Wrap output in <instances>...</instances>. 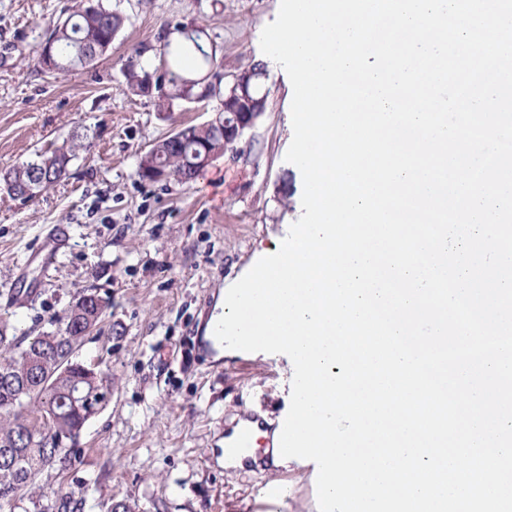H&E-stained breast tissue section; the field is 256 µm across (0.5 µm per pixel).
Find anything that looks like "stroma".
Wrapping results in <instances>:
<instances>
[{
  "instance_id": "obj_1",
  "label": "stroma",
  "mask_w": 512,
  "mask_h": 512,
  "mask_svg": "<svg viewBox=\"0 0 512 512\" xmlns=\"http://www.w3.org/2000/svg\"><path fill=\"white\" fill-rule=\"evenodd\" d=\"M130 22L94 64L50 75L34 49L71 0H0V170L87 128L72 176L21 203L0 191V318L18 330L63 318L97 284L111 298V334L87 342L82 362L112 374V396L84 426L70 470L48 478L84 496V512H319L313 465L274 467L266 437L256 462L224 466V440L242 416L283 424L294 368L283 354H216L207 324L234 281L286 237L302 214L303 181L286 162L293 89L260 49L280 0H103ZM206 27L225 76L263 63L266 112L235 149L191 184L143 183L141 157L176 122L200 124L213 103H182L162 119L128 93L122 67L175 23ZM66 238L52 264L46 228Z\"/></svg>"
}]
</instances>
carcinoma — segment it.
Here are the masks:
<instances>
[{
  "instance_id": "1",
  "label": "carcinoma",
  "mask_w": 512,
  "mask_h": 512,
  "mask_svg": "<svg viewBox=\"0 0 512 512\" xmlns=\"http://www.w3.org/2000/svg\"><path fill=\"white\" fill-rule=\"evenodd\" d=\"M128 17L107 9L102 0H74L66 16L56 22L39 44L37 54L49 49L53 68L48 73L68 71L94 63L112 46ZM155 57L164 63V73L146 70L142 52L129 60L124 79L137 93L149 81L163 85L156 93L159 111H169L188 100H220L218 117L204 125L181 127L183 140L175 145L171 136L155 142L142 156L137 176L145 183L156 176L181 184L196 181L207 165L203 154H224V112L246 95L264 94L262 80L240 92L224 83L223 64L208 33L197 27L176 46L163 38ZM193 59L191 68L185 66ZM87 133L76 129L71 145L47 149L11 169L0 172V188L23 202L55 187L69 175L74 151L86 147ZM110 307L107 294L96 286L83 289L72 301L66 316L50 319L36 335L0 319V509L8 512H77L82 503L71 492L50 494L40 485L43 475L61 474L76 459L77 444L85 423L97 414L112 395V377L99 373L90 380L82 374L78 351L101 325Z\"/></svg>"
}]
</instances>
